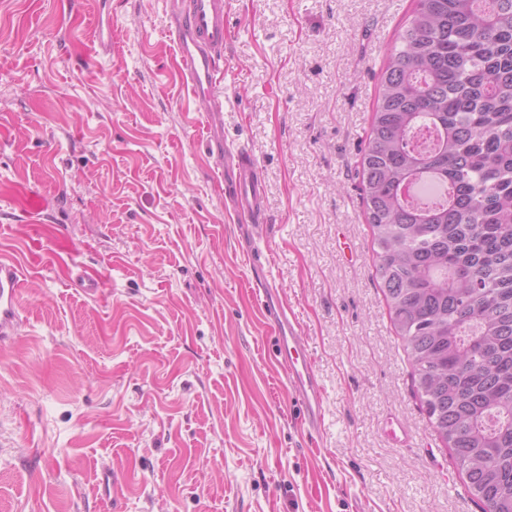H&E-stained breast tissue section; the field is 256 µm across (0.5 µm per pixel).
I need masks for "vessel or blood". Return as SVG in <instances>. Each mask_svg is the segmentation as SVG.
<instances>
[{
    "label": "vessel or blood",
    "mask_w": 512,
    "mask_h": 512,
    "mask_svg": "<svg viewBox=\"0 0 512 512\" xmlns=\"http://www.w3.org/2000/svg\"><path fill=\"white\" fill-rule=\"evenodd\" d=\"M224 0H172L173 26L169 35L175 43L183 72L195 94L207 100L206 129L212 134L211 152L224 173V205L239 220L262 222L265 211L264 181L252 154L244 149L225 148L213 135L221 120L223 102L214 86L224 58ZM247 254L255 269L262 318L273 328L278 361L288 375L291 388L303 407V423L313 431L323 421L322 395L313 364L302 336V328L287 303L267 285L269 256L258 246ZM21 273L9 257L0 258V343L14 336L22 324Z\"/></svg>",
    "instance_id": "1"
}]
</instances>
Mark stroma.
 Instances as JSON below:
<instances>
[{
  "mask_svg": "<svg viewBox=\"0 0 512 512\" xmlns=\"http://www.w3.org/2000/svg\"><path fill=\"white\" fill-rule=\"evenodd\" d=\"M413 8H229L224 143L263 173L258 242L324 395L309 436L168 0H0V255L24 320L0 343V512H482L413 389L356 177Z\"/></svg>",
  "mask_w": 512,
  "mask_h": 512,
  "instance_id": "1",
  "label": "stroma"
}]
</instances>
